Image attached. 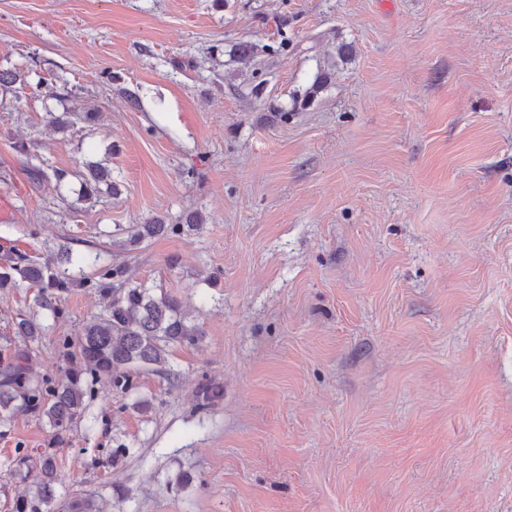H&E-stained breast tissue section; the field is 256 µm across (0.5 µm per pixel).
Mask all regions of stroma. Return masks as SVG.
I'll list each match as a JSON object with an SVG mask.
<instances>
[{"instance_id":"stroma-1","label":"stroma","mask_w":512,"mask_h":512,"mask_svg":"<svg viewBox=\"0 0 512 512\" xmlns=\"http://www.w3.org/2000/svg\"><path fill=\"white\" fill-rule=\"evenodd\" d=\"M13 67L0 247L100 250L204 336L132 394L100 384L93 431L58 444L19 415L0 512L19 448L53 449L101 512H512V0H0ZM86 110L96 125L46 134L47 112ZM90 155L121 189L92 208ZM196 212L200 230L125 243ZM62 305L37 374L62 377L54 337L103 309L94 288ZM202 223V219L199 215L194 216L192 220L189 219L185 224H167V222L161 218L152 217L145 221L144 224L130 225L126 230L127 242L130 246H138L160 235H180L186 230V227L192 230Z\"/></svg>"}]
</instances>
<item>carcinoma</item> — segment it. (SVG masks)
Wrapping results in <instances>:
<instances>
[{
    "instance_id": "carcinoma-1",
    "label": "carcinoma",
    "mask_w": 512,
    "mask_h": 512,
    "mask_svg": "<svg viewBox=\"0 0 512 512\" xmlns=\"http://www.w3.org/2000/svg\"><path fill=\"white\" fill-rule=\"evenodd\" d=\"M88 173L79 200L93 205L104 194L115 195L112 169L99 163L87 164ZM202 224L200 216L184 224H169L152 217L127 229V242L138 246L154 237L180 235ZM89 266L94 277H79ZM35 288L33 311L17 314L14 335L1 336L4 347L14 346L8 360H0V428L9 429L23 412H37L45 420L53 441L83 420L95 397V386L106 382L126 392L132 387V373L139 368L165 362L167 348L174 344L195 345L203 330L173 297L130 279L121 266L100 263V254L75 253L64 244L41 263L13 248L0 251V289ZM96 288L106 300L104 311L91 318L81 336H59L55 343L67 362L60 380L38 376L30 367L32 345L42 341L45 324L38 316L57 319L62 313L61 294L71 288ZM22 346H16V341ZM37 472L27 491L12 499L10 512H50L57 503L61 512H98L94 496L69 495L58 498L61 481L58 459L51 450L33 453L18 448L10 462V474L21 482Z\"/></svg>"
}]
</instances>
